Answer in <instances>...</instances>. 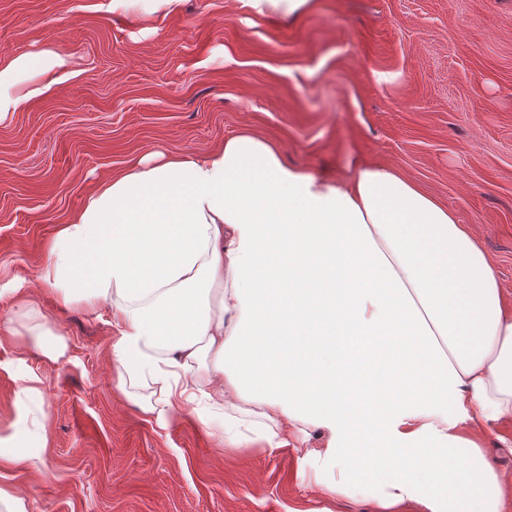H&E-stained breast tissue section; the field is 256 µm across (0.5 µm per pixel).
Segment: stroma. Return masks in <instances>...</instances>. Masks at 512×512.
<instances>
[{"label": "stroma", "mask_w": 512, "mask_h": 512, "mask_svg": "<svg viewBox=\"0 0 512 512\" xmlns=\"http://www.w3.org/2000/svg\"><path fill=\"white\" fill-rule=\"evenodd\" d=\"M108 3L0 0V53L51 44L76 61L0 124V289L23 283L67 346L55 364L0 338V430L41 460L6 483L26 512H376L368 487L327 495L292 449L228 446L192 406L158 426L117 388L109 311L58 309L38 271L99 178L249 128L320 175L400 170L481 240L512 308V0H316L289 18L184 0L148 36Z\"/></svg>", "instance_id": "1"}]
</instances>
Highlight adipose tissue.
<instances>
[{"instance_id": "obj_1", "label": "adipose tissue", "mask_w": 512, "mask_h": 512, "mask_svg": "<svg viewBox=\"0 0 512 512\" xmlns=\"http://www.w3.org/2000/svg\"><path fill=\"white\" fill-rule=\"evenodd\" d=\"M71 65L0 54V124ZM39 278L60 307L109 309L118 387H150L159 426L229 408L326 492L371 479L382 512H512L487 454H512V309L470 228L393 167L323 178L248 129L151 153L98 180Z\"/></svg>"}]
</instances>
